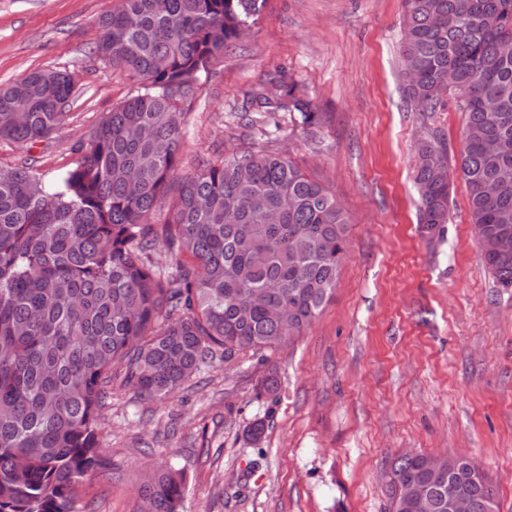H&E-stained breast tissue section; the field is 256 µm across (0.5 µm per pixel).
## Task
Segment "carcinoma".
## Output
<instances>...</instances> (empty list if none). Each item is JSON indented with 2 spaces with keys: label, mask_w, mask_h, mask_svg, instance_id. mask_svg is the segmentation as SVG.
Here are the masks:
<instances>
[{
  "label": "carcinoma",
  "mask_w": 512,
  "mask_h": 512,
  "mask_svg": "<svg viewBox=\"0 0 512 512\" xmlns=\"http://www.w3.org/2000/svg\"><path fill=\"white\" fill-rule=\"evenodd\" d=\"M267 0H119L97 23L92 53L125 69L136 93L81 141L80 158L47 182L33 166H0V512H74L75 492L105 462L99 410L112 372L165 397L201 366L292 343L331 297L349 218L319 180L260 145L180 173L184 112L201 78L260 17ZM409 99L433 112L451 92L465 114L454 165L418 143L419 223L442 230L454 176L498 285L512 288V0H403ZM74 82L35 70L0 88V140L32 144L67 123ZM288 114L309 136L323 115L285 71L238 113ZM166 211L163 224L153 222ZM164 245L170 260L154 259ZM453 462L457 489L497 512L471 458L401 454L390 471L428 486ZM184 476L161 469L140 508L183 512Z\"/></svg>",
  "instance_id": "carcinoma-1"
}]
</instances>
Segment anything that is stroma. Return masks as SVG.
I'll return each instance as SVG.
<instances>
[{
    "mask_svg": "<svg viewBox=\"0 0 512 512\" xmlns=\"http://www.w3.org/2000/svg\"><path fill=\"white\" fill-rule=\"evenodd\" d=\"M117 0H0V87L38 69L72 73L66 125L40 142L0 141V165L32 161L53 179L75 147L135 91L124 69L89 52ZM402 0H267L187 105L182 171L240 147L235 117L288 71L324 114L316 137L279 114L273 149L335 193L349 248L335 293L290 346L216 361L144 400L113 387L101 410L105 469L84 480L76 512H137L141 479L185 474L184 512H387L391 459L417 452L474 458L512 512V290L487 271L454 179L445 233L417 222L415 143L457 157L464 114L408 99L399 53ZM280 387L260 389L269 365ZM264 423L253 439L255 423Z\"/></svg>",
    "mask_w": 512,
    "mask_h": 512,
    "instance_id": "stroma-1",
    "label": "stroma"
}]
</instances>
